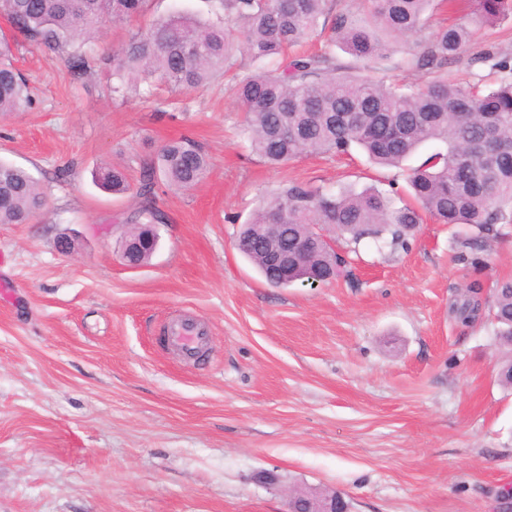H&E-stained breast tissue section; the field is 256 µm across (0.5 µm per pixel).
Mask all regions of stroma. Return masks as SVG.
<instances>
[{"instance_id":"stroma-1","label":"stroma","mask_w":512,"mask_h":512,"mask_svg":"<svg viewBox=\"0 0 512 512\" xmlns=\"http://www.w3.org/2000/svg\"><path fill=\"white\" fill-rule=\"evenodd\" d=\"M177 12L208 20L212 2L146 0L75 43L81 75L0 15L32 96L0 116V160L45 196L32 223L0 224V512H285L299 486L340 491L353 512H497L512 485V390L494 323L460 328L448 302L465 282L512 277V226L477 270L429 219L403 249L362 240L336 282L267 284L236 245L262 195L288 181L407 185L357 150L266 164L220 77L113 94L100 57ZM184 136L209 173L158 189V249L129 268L117 242L138 200L93 174H137ZM184 314L209 331L204 364L162 346Z\"/></svg>"}]
</instances>
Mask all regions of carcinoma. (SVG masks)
I'll return each instance as SVG.
<instances>
[{
	"instance_id": "cac0c4a2",
	"label": "carcinoma",
	"mask_w": 512,
	"mask_h": 512,
	"mask_svg": "<svg viewBox=\"0 0 512 512\" xmlns=\"http://www.w3.org/2000/svg\"><path fill=\"white\" fill-rule=\"evenodd\" d=\"M145 0H0V14L14 33L50 51L80 35L90 36L106 22L129 19ZM222 23H201L184 14L160 19L104 63L112 64L113 91L161 79L179 90L203 86L217 73L237 65L242 53L252 59L282 57L269 68L236 78L233 94L243 112L252 150L272 165L309 152L347 155L361 149L378 165L399 167L422 144L438 141L446 152L430 155L410 170L411 200L398 206L395 196L376 188L336 191L290 181L269 195L252 219L241 225L239 251L268 276L263 225H285L288 246L301 244L304 257L293 279L310 285L326 282L331 270L342 274L348 261L335 254L328 264L319 236L336 244L389 236L404 248L418 225L430 218L467 228L458 260L466 250L483 251L512 224V54L486 51L468 61L488 68L493 81L448 79V64L460 61L474 27L512 20V0H468L470 10L450 25L424 34L425 13L434 0H365L354 8L337 0H216ZM322 38L319 50L291 58L290 48L310 37ZM418 36L402 59L422 74L416 85L388 83L370 75L388 58L387 39ZM354 62L336 56L335 48ZM8 42H0V115L30 102L24 79L9 60ZM208 156L190 138L164 145L143 161L137 186L128 169H99L96 180L114 193L135 191L139 206L133 228L121 246L137 238L138 225L158 224V180L189 190L206 175ZM44 196L22 169L0 162V224H27L43 208ZM483 296L473 280L452 302L456 321L471 327L489 317L498 345L506 351L499 381L512 388V279L500 280L492 300L477 316L472 300Z\"/></svg>"
}]
</instances>
